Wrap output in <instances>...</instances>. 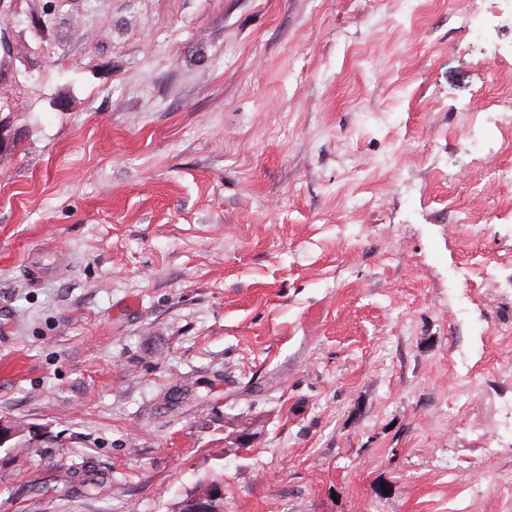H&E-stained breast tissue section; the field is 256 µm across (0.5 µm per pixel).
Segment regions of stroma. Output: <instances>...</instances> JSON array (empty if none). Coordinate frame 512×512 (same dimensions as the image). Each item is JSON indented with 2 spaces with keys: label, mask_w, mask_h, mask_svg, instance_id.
<instances>
[{
  "label": "stroma",
  "mask_w": 512,
  "mask_h": 512,
  "mask_svg": "<svg viewBox=\"0 0 512 512\" xmlns=\"http://www.w3.org/2000/svg\"><path fill=\"white\" fill-rule=\"evenodd\" d=\"M8 7L0 512H512V58L451 0ZM512 129V113L509 111L485 112L484 121L481 125L474 127L467 124L465 141L469 149H481L487 140L488 134L497 130L499 132ZM512 490V472H494L489 475L485 484H477L470 487V496L474 499H482L491 494L495 489ZM224 486L217 478L201 482L193 491L179 502L177 512L205 509L208 512H224ZM215 495V496H214ZM192 503H190V501Z\"/></svg>",
  "instance_id": "stroma-1"
}]
</instances>
